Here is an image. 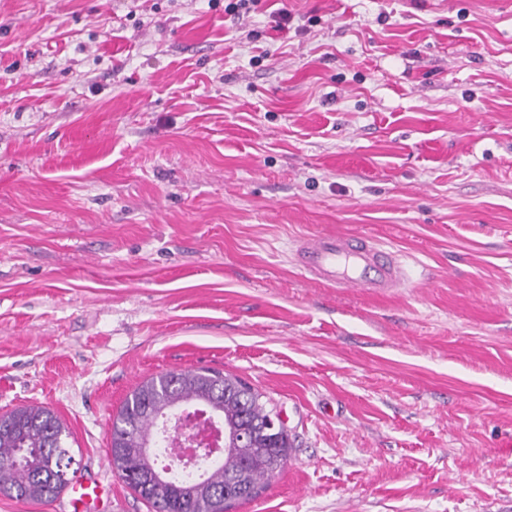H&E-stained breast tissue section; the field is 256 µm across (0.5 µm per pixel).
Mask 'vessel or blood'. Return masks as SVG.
I'll use <instances>...</instances> for the list:
<instances>
[{
	"label": "vessel or blood",
	"instance_id": "1",
	"mask_svg": "<svg viewBox=\"0 0 512 512\" xmlns=\"http://www.w3.org/2000/svg\"><path fill=\"white\" fill-rule=\"evenodd\" d=\"M295 257L307 280L331 287L388 293L405 285L398 254L368 235L313 234Z\"/></svg>",
	"mask_w": 512,
	"mask_h": 512
}]
</instances>
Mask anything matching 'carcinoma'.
<instances>
[{"instance_id":"cac0c4a2","label":"carcinoma","mask_w":512,"mask_h":512,"mask_svg":"<svg viewBox=\"0 0 512 512\" xmlns=\"http://www.w3.org/2000/svg\"><path fill=\"white\" fill-rule=\"evenodd\" d=\"M176 402H195L211 408L224 433L245 428L246 448L224 452V463L207 470L201 484L161 486L149 475L155 460L139 451L140 442L157 427ZM276 413L262 395L241 378L209 370L181 371L153 377L126 397L112 421V464L154 512H229L233 503L259 495L264 483L281 471L291 454L289 434L270 427ZM69 432L57 415L32 405L0 415V492L18 501L49 502L66 486L74 457L67 446Z\"/></svg>"}]
</instances>
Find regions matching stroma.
Returning a JSON list of instances; mask_svg holds the SVG:
<instances>
[{"mask_svg": "<svg viewBox=\"0 0 512 512\" xmlns=\"http://www.w3.org/2000/svg\"><path fill=\"white\" fill-rule=\"evenodd\" d=\"M227 3L0 0V414L150 512L112 420L209 367L294 440L230 512H512V0ZM317 232L407 285L304 280Z\"/></svg>", "mask_w": 512, "mask_h": 512, "instance_id": "stroma-1", "label": "stroma"}]
</instances>
